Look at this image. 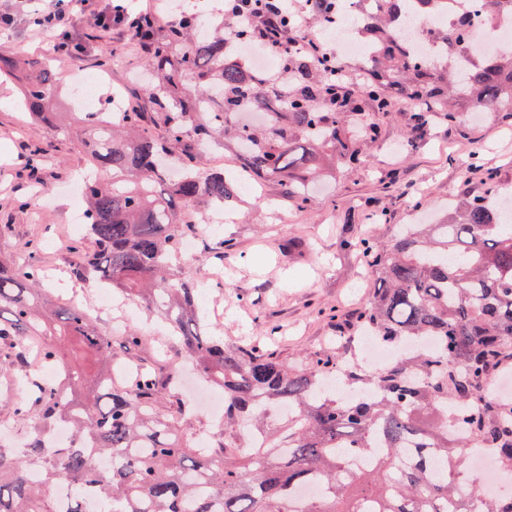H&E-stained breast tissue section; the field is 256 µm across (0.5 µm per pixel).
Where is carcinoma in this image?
Instances as JSON below:
<instances>
[{"mask_svg":"<svg viewBox=\"0 0 512 512\" xmlns=\"http://www.w3.org/2000/svg\"><path fill=\"white\" fill-rule=\"evenodd\" d=\"M411 1L426 15L445 4L373 0L362 32L381 54L359 79L330 55L312 58L289 16L274 32L286 47L276 81L236 56L253 41L249 25L223 21L201 33L191 14L164 30L157 19L127 30L126 40L139 44L150 29L149 81L130 109L75 113L96 143L95 175L84 186L94 249L74 248L73 269L166 316L183 360L224 389V444L201 450L162 413L179 400L176 363L164 377L142 372L129 388L112 389L101 374L88 379L50 337L74 336L79 352L110 358L112 336L77 304L57 309L50 329L40 265L1 262L0 373L26 367L10 379L25 394L14 418L47 431L67 425L75 439L52 453L35 437L21 449L0 446V512H54L29 478L33 470L47 484H92L112 512H467L466 500L484 493L463 484L467 449L494 450L500 469L512 472V399L485 396L512 359V216L495 187L461 200L444 224H406L388 241L367 234L347 243L378 281L358 326L398 353L381 371L348 373L352 354L339 350L293 366L258 343L227 345L201 314L192 275L170 274L181 241L200 231L179 216L239 193L241 182L224 170L198 169L226 135L243 174L277 180L281 195L304 209L315 178L358 160L351 117L409 104L406 147L414 149L435 118L452 124L464 112H512V52L485 49L464 15L432 32L450 52L428 67L407 47L402 20ZM343 2L304 7L324 28ZM477 8L494 24L512 12V0H478ZM17 73L27 111L62 131L51 64L0 55V74ZM150 122L166 137L151 135ZM34 360L61 366V389L33 377ZM275 407L285 408L276 424L268 414ZM230 448L242 449L243 462ZM96 455L110 457L112 470H91ZM355 458L371 465L355 469ZM313 480L321 493L298 503Z\"/></svg>","mask_w":512,"mask_h":512,"instance_id":"obj_1","label":"carcinoma"}]
</instances>
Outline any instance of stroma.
<instances>
[{"label": "stroma", "instance_id": "35a3bbf8", "mask_svg": "<svg viewBox=\"0 0 512 512\" xmlns=\"http://www.w3.org/2000/svg\"><path fill=\"white\" fill-rule=\"evenodd\" d=\"M108 5L109 0H92V12L71 28L84 40L85 52L77 62H57V111H77L69 77L97 71L101 58L108 65L107 79L97 89L98 107L108 108L113 90L131 100L140 92L143 50L118 30L105 31L93 23V11ZM4 13L14 19L0 32V52L46 54L48 43L34 35L28 13L16 14L13 0H0V15ZM19 97L17 84L0 82V258L20 264L35 260L49 269L44 286L58 302L76 294L91 297L94 281L72 270V246L86 249L90 241L73 229L70 193L77 171L89 163V134L79 126L48 133L28 118ZM368 120L376 128L374 142L360 162L316 186L311 206L298 210L272 180L257 193L246 187L225 211L218 237L197 241L196 257L205 267L224 271L222 286L207 289L205 306L225 343L261 336L266 349L287 362L334 350L337 336L349 334V324L376 279L368 263L345 248V241L369 231L386 241L399 225L441 219L449 199L482 194L491 179L512 192V114L464 118L452 128L433 123L427 138L410 152L400 149L405 113L372 112ZM35 148L41 151L39 185L27 176ZM38 191L48 196L45 208L22 212L21 204ZM419 196L428 201L423 214L410 205ZM374 211L383 214L375 225L369 221ZM134 306L131 323L146 340L132 350L118 348L115 360L150 370L158 351L179 359L181 345L165 333L159 316L142 301Z\"/></svg>", "mask_w": 512, "mask_h": 512}]
</instances>
